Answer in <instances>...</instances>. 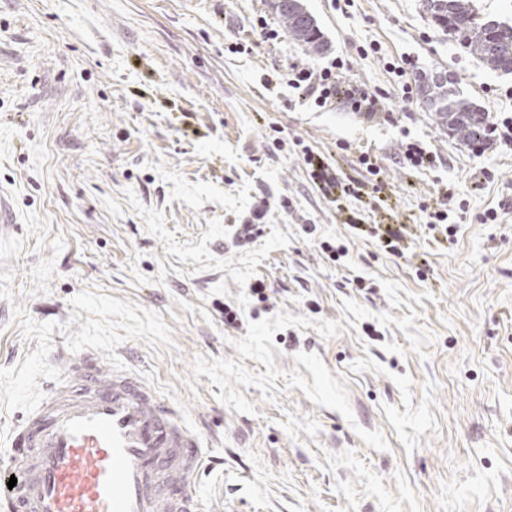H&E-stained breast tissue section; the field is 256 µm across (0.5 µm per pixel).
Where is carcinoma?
<instances>
[{"instance_id":"cac0c4a2","label":"carcinoma","mask_w":512,"mask_h":512,"mask_svg":"<svg viewBox=\"0 0 512 512\" xmlns=\"http://www.w3.org/2000/svg\"><path fill=\"white\" fill-rule=\"evenodd\" d=\"M273 6L289 36L298 44L319 51L321 31L299 0H274ZM424 13L491 71L512 72V26L479 17L472 0H421ZM422 105L433 113L448 136L466 143H482L488 116L460 96L453 82L440 74L419 77Z\"/></svg>"}]
</instances>
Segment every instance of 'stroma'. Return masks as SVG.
<instances>
[{
    "label": "stroma",
    "instance_id": "1",
    "mask_svg": "<svg viewBox=\"0 0 512 512\" xmlns=\"http://www.w3.org/2000/svg\"><path fill=\"white\" fill-rule=\"evenodd\" d=\"M302 3L322 53L272 0H0V453L58 361L88 352L200 434L202 512H512V148L449 137L389 66L446 73L494 123L512 73L420 0ZM335 56L392 121L289 87L293 64ZM408 136L436 171L400 162ZM306 146L358 196L326 197ZM262 198L261 236L234 246ZM442 204L455 237L425 224ZM377 224L409 225L402 254ZM273 6L292 40L314 51L323 48V37L315 18L298 0H275ZM358 161L370 175L369 183L371 184L373 192L377 194L385 193L388 188V183L384 179L381 167L377 165L376 161H373L372 155L368 151H363L360 153Z\"/></svg>",
    "mask_w": 512,
    "mask_h": 512
}]
</instances>
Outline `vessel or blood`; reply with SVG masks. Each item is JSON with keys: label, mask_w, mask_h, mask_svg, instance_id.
<instances>
[{"label": "vessel or blood", "mask_w": 512, "mask_h": 512, "mask_svg": "<svg viewBox=\"0 0 512 512\" xmlns=\"http://www.w3.org/2000/svg\"><path fill=\"white\" fill-rule=\"evenodd\" d=\"M0 464V512H201L198 434L141 376L91 354L59 366Z\"/></svg>", "instance_id": "obj_1"}]
</instances>
